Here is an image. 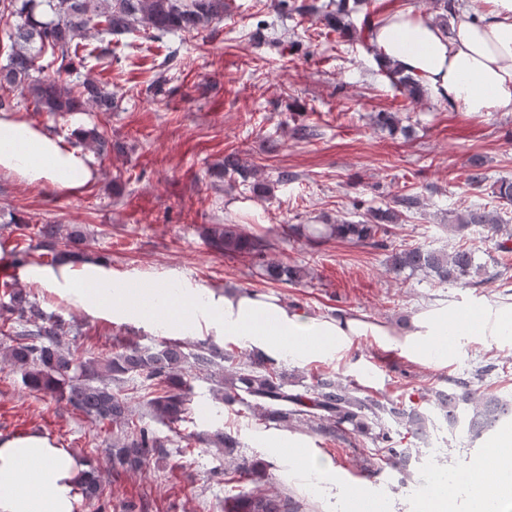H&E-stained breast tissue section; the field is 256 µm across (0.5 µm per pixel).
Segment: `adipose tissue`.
I'll return each mask as SVG.
<instances>
[{"mask_svg": "<svg viewBox=\"0 0 512 512\" xmlns=\"http://www.w3.org/2000/svg\"><path fill=\"white\" fill-rule=\"evenodd\" d=\"M380 51L378 67L417 75L424 88L449 108L494 112L512 106V0H482L465 13L453 33L430 17L403 8L372 25ZM87 152L11 112L0 113V177L32 188L75 194L97 175ZM18 277L54 292L84 312L119 322H137L168 334L205 331L234 338L272 359H332L356 336H375L412 361L444 365L464 353L474 338L498 346L512 343V304L477 301L458 309L431 305L419 310L399 332L354 313L312 317L264 292L210 288H135L113 279L107 262L88 257L57 266L21 265ZM271 452L287 457L293 470L319 481L335 467L286 433L266 437ZM480 470L460 474L475 501V512H497L512 496V433L493 446ZM91 465L48 435L27 432L0 436V512H76L80 478Z\"/></svg>", "mask_w": 512, "mask_h": 512, "instance_id": "1", "label": "adipose tissue"}]
</instances>
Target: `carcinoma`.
<instances>
[{
	"label": "carcinoma",
	"mask_w": 512,
	"mask_h": 512,
	"mask_svg": "<svg viewBox=\"0 0 512 512\" xmlns=\"http://www.w3.org/2000/svg\"><path fill=\"white\" fill-rule=\"evenodd\" d=\"M369 0H274L279 13L323 16L334 20L336 31L346 29L345 18ZM0 14L14 18L7 34L9 50L0 66V88L17 89L31 97L39 112L64 116L95 109L110 112L112 92L86 77L72 83L63 79L90 62L112 66L110 37L132 33L140 28L160 34L198 32L224 17V0H0ZM91 36L100 45L87 48ZM390 82L403 89L409 99L423 95L420 82L397 69H388ZM77 142L99 156L112 151V140L101 126L79 130ZM220 173L237 174L247 179L251 169L234 154L224 157ZM419 205L414 195L393 199V205L368 210L366 218L343 220L336 224H292L289 231L309 243L340 239L355 244L381 246L387 225L397 224L402 211ZM481 224L495 232L503 231L494 211L469 210L455 216L448 229L459 231ZM209 246L216 253L249 259L258 264L263 276L273 282L298 281L305 276L299 266H290L268 257L272 244L248 233L238 224H212L206 229ZM36 247L52 254L54 264L76 255L85 235L77 228L62 234L59 224H42L33 232ZM66 250H58L60 240ZM408 269L422 272L440 283L470 285L466 278L477 274L474 250L460 248L452 253L424 246L402 249L391 256L392 272ZM0 318L17 321L22 329L6 334L8 342L0 348V359L10 363L31 391L65 399L76 410L97 423L108 422L120 430L112 438V469L139 471L154 458H160L165 441L135 418L132 398L117 387L139 379L148 389L147 405L153 416L166 424L184 420L192 402V381L213 385L215 399L226 405L243 404L255 417L284 428L305 422L329 436L336 431L369 436L384 444L391 442L389 423L405 427L413 436L426 431V412L406 406L403 400L375 399L329 373L318 374L304 383L298 376L276 365L273 359L251 351L222 350L207 338L188 346L171 340L140 346L132 344L106 357L85 355L79 346H66L62 338L72 332L60 316L46 312L30 293L4 282ZM492 366L478 367L454 386L435 394L434 409L452 424L462 423L473 440L494 430L512 417V398L481 388ZM207 446L224 449L228 470L240 479L258 484L266 476V464L245 456H234L239 442L221 430L202 439ZM388 463L405 472L408 455L403 448H388ZM87 501L98 502L105 512L103 488L95 471L81 481ZM224 512H297L288 499L255 489L224 497Z\"/></svg>",
	"instance_id": "1"
}]
</instances>
